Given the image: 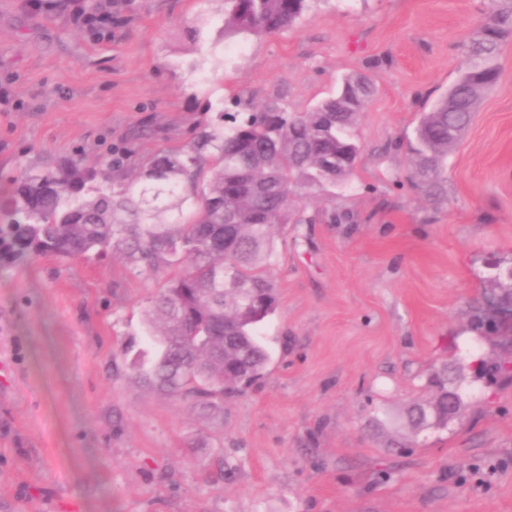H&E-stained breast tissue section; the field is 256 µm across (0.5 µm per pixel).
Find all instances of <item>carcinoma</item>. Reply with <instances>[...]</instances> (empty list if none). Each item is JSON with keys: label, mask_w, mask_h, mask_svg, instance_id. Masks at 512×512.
Here are the masks:
<instances>
[{"label": "carcinoma", "mask_w": 512, "mask_h": 512, "mask_svg": "<svg viewBox=\"0 0 512 512\" xmlns=\"http://www.w3.org/2000/svg\"><path fill=\"white\" fill-rule=\"evenodd\" d=\"M309 2L224 0V40L286 30ZM511 37L512 0H499L468 47L466 69L419 117L411 174L430 202L446 194L448 149L497 82L500 47ZM369 92L364 78L352 77L307 112L276 100L240 119L222 111L190 142L150 156L127 183L129 148L105 159L111 185L98 184L82 156L24 168L0 202V253L77 259L110 247L143 273L174 267L145 310L158 356L133 368L148 384L212 408L243 394L270 361L258 329L277 308L275 230L314 223L300 201L352 175L361 153L354 127ZM433 382L434 395L408 411L416 434L448 427V379L435 374Z\"/></svg>", "instance_id": "1"}]
</instances>
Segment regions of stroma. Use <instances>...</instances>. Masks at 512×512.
Instances as JSON below:
<instances>
[{"instance_id":"stroma-1","label":"stroma","mask_w":512,"mask_h":512,"mask_svg":"<svg viewBox=\"0 0 512 512\" xmlns=\"http://www.w3.org/2000/svg\"><path fill=\"white\" fill-rule=\"evenodd\" d=\"M92 1L112 8L107 36L75 28L69 0H0V197L25 166H97L142 128L141 162L223 101L305 112L347 76L371 85L361 155L345 185L303 201L342 223L277 238L261 378L206 412L133 377L169 269L109 250L1 258L0 512H512V379L475 375L503 349L469 335L493 265H512V40L448 152L447 197L407 180V141L492 0H314L241 43L215 24L192 40L198 0ZM434 372L460 382L466 417L415 435L405 413Z\"/></svg>"}]
</instances>
